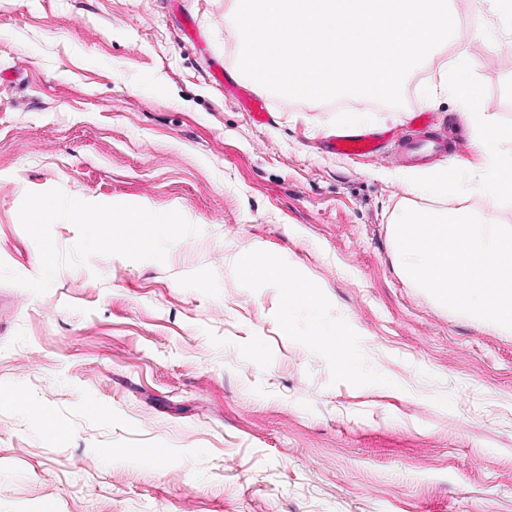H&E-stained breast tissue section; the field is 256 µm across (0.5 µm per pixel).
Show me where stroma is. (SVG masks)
I'll return each mask as SVG.
<instances>
[{
    "label": "stroma",
    "instance_id": "stroma-1",
    "mask_svg": "<svg viewBox=\"0 0 512 512\" xmlns=\"http://www.w3.org/2000/svg\"><path fill=\"white\" fill-rule=\"evenodd\" d=\"M448 4L470 27L360 126L431 113L454 137L424 167L331 153L349 96L275 94L250 121L212 76L248 81L232 0H0V512H512V334L414 287L391 246L399 210L459 207L418 192L425 169L483 164L462 91H428L463 42L512 125V12ZM42 195L179 232L139 253L65 218L35 230ZM246 252L314 285L356 371ZM336 336H345V331L343 329H335L330 332H325L318 327H313L309 331L308 336H306V339L314 346L322 347L336 353V363L341 368L353 369L356 366L355 353L350 347H346L345 345L336 347L335 341L336 338H338Z\"/></svg>",
    "mask_w": 512,
    "mask_h": 512
}]
</instances>
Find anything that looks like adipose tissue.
Segmentation results:
<instances>
[{
	"mask_svg": "<svg viewBox=\"0 0 512 512\" xmlns=\"http://www.w3.org/2000/svg\"><path fill=\"white\" fill-rule=\"evenodd\" d=\"M470 110L465 118L469 123L477 146L485 157V166L478 180L472 183L474 192L485 196L491 203L512 196V127H496L491 123L488 107L479 97H471ZM23 218L28 224H52L59 217H66L77 224H91L108 239L119 238L126 249L151 251L167 240L171 234L170 221L166 213L152 212L148 219L151 235L142 237L131 233L132 223L117 218L111 208H92L78 200L66 203L45 197L41 202L24 200ZM245 264L263 269L264 273L277 279L284 290L286 308L301 307L316 312L317 299L311 284L298 281L294 275L284 274L281 267L263 264L253 254H244Z\"/></svg>",
	"mask_w": 512,
	"mask_h": 512,
	"instance_id": "adipose-tissue-1",
	"label": "adipose tissue"
}]
</instances>
